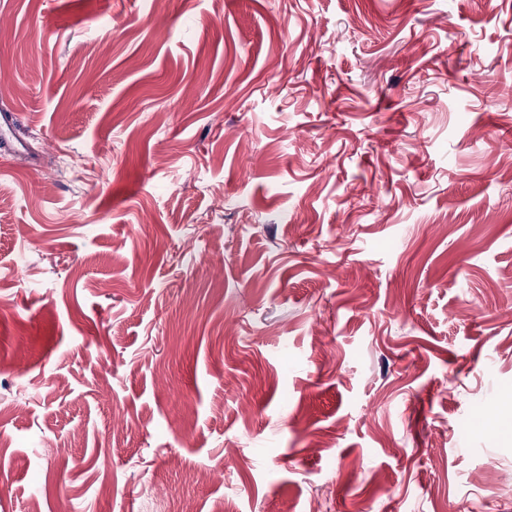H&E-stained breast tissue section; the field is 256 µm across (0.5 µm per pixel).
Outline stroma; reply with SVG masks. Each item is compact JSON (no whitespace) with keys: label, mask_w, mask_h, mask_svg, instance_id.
I'll return each instance as SVG.
<instances>
[{"label":"stroma","mask_w":512,"mask_h":512,"mask_svg":"<svg viewBox=\"0 0 512 512\" xmlns=\"http://www.w3.org/2000/svg\"><path fill=\"white\" fill-rule=\"evenodd\" d=\"M2 111L0 512H512V0H0ZM18 117L14 112L0 113V144L1 149L8 153H29L30 147L24 139L17 135Z\"/></svg>","instance_id":"stroma-1"}]
</instances>
